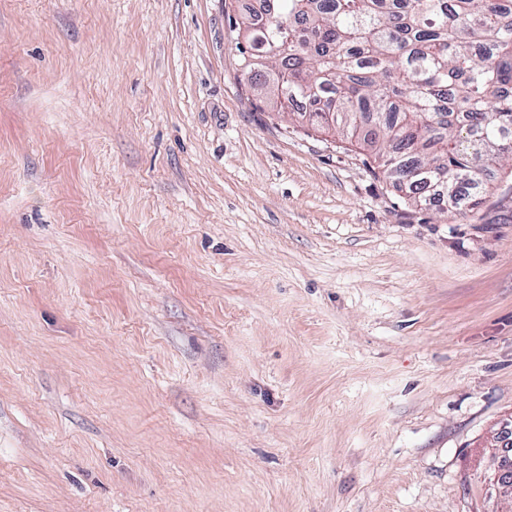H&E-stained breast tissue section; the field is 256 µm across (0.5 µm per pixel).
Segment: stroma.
Returning <instances> with one entry per match:
<instances>
[{
    "label": "stroma",
    "instance_id": "stroma-1",
    "mask_svg": "<svg viewBox=\"0 0 512 512\" xmlns=\"http://www.w3.org/2000/svg\"><path fill=\"white\" fill-rule=\"evenodd\" d=\"M257 5L0 0V512H512V168L410 203ZM481 462L483 468L491 472L490 480L487 484V495L489 499L498 500L501 498L504 491V482L507 480L511 482V470L506 473V466L499 454L492 452L490 455L485 456L481 454L478 463Z\"/></svg>",
    "mask_w": 512,
    "mask_h": 512
}]
</instances>
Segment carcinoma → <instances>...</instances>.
Here are the masks:
<instances>
[{
  "instance_id": "cac0c4a2",
  "label": "carcinoma",
  "mask_w": 512,
  "mask_h": 512,
  "mask_svg": "<svg viewBox=\"0 0 512 512\" xmlns=\"http://www.w3.org/2000/svg\"><path fill=\"white\" fill-rule=\"evenodd\" d=\"M242 70L302 117L386 157L413 202L480 204L512 159V0H276ZM294 39L281 49L285 37Z\"/></svg>"
}]
</instances>
